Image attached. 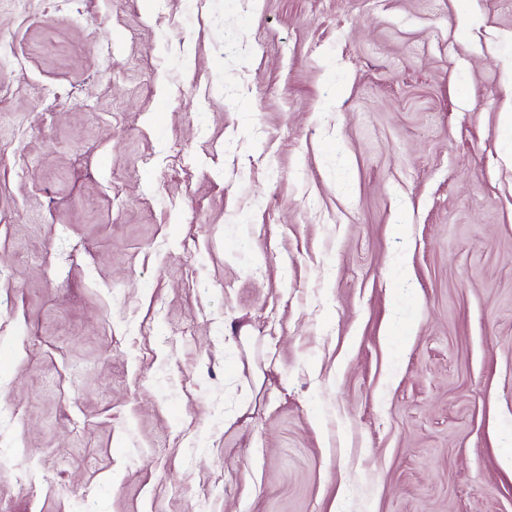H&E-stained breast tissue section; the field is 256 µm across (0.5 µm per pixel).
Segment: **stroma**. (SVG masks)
<instances>
[{"instance_id":"obj_1","label":"stroma","mask_w":512,"mask_h":512,"mask_svg":"<svg viewBox=\"0 0 512 512\" xmlns=\"http://www.w3.org/2000/svg\"><path fill=\"white\" fill-rule=\"evenodd\" d=\"M0 39V512H512V0Z\"/></svg>"}]
</instances>
